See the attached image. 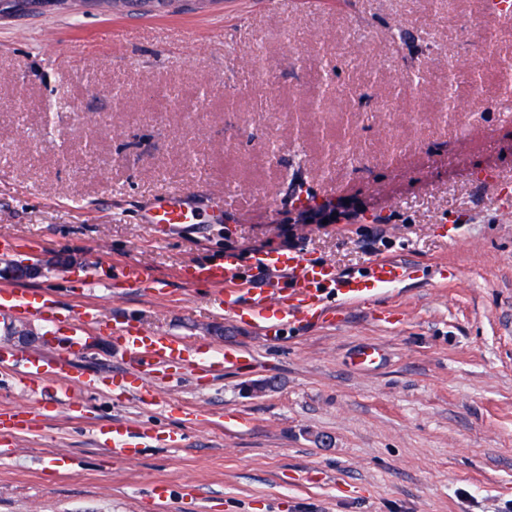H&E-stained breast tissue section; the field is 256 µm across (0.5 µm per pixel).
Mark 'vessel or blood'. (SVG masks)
<instances>
[{
  "instance_id": "b4317fda",
  "label": "vessel or blood",
  "mask_w": 512,
  "mask_h": 512,
  "mask_svg": "<svg viewBox=\"0 0 512 512\" xmlns=\"http://www.w3.org/2000/svg\"><path fill=\"white\" fill-rule=\"evenodd\" d=\"M146 221L178 227L194 223L195 212L185 203L181 193L173 192L163 204L147 209ZM254 263L268 274L259 286L242 275L239 261L232 253L225 254L220 263L182 269L180 276L187 282L202 281L221 286L219 304L225 313L247 321L258 335L270 342L278 340L284 330L293 327L328 324L335 305L353 307L373 302L381 290L397 285L407 277V268L402 262L387 258L372 261L366 271L357 276L339 275L335 267L311 263L290 251H265L255 257ZM99 269L100 281H108L114 276L132 288L148 279L144 268L134 261L123 262L115 268L104 262ZM1 311L53 323L61 344L60 349L49 355L0 357V366L12 370L19 384L29 390L51 376L66 393L100 387L115 397L136 393L142 405L152 406L159 397L154 387L158 374L182 370L208 374L239 362L234 347H225L222 356L215 359L209 357L207 350L192 346L183 337L147 333L132 319L109 323L100 307L92 304L68 316H56L45 291L34 296L1 289ZM104 337L129 355L133 369L128 379L102 387L81 372L76 363L82 356L91 354ZM19 433L32 441L42 437L41 429L28 412H1V456L15 448V436ZM93 437L116 462L138 459L149 440L147 428L135 422L94 425Z\"/></svg>"
}]
</instances>
